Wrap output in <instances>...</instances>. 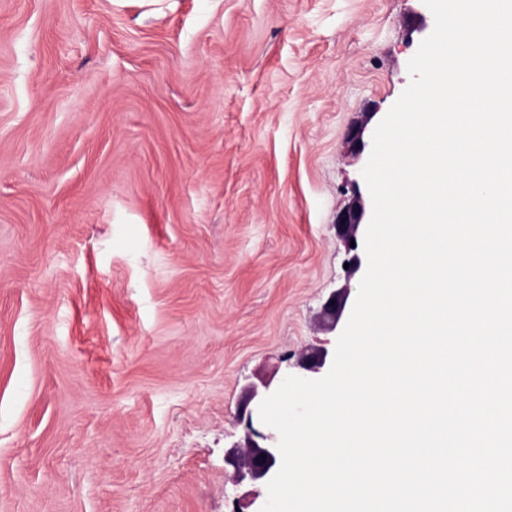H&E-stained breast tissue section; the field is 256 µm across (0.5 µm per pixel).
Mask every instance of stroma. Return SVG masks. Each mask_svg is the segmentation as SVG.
Returning a JSON list of instances; mask_svg holds the SVG:
<instances>
[{"instance_id":"35a3bbf8","label":"stroma","mask_w":512,"mask_h":512,"mask_svg":"<svg viewBox=\"0 0 512 512\" xmlns=\"http://www.w3.org/2000/svg\"><path fill=\"white\" fill-rule=\"evenodd\" d=\"M423 0H0V512H233L249 385L334 352L346 134Z\"/></svg>"}]
</instances>
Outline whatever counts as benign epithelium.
Masks as SVG:
<instances>
[{"label":"benign epithelium","mask_w":512,"mask_h":512,"mask_svg":"<svg viewBox=\"0 0 512 512\" xmlns=\"http://www.w3.org/2000/svg\"><path fill=\"white\" fill-rule=\"evenodd\" d=\"M367 201L358 183L352 185V199L347 207L336 214L334 224L346 243L358 240L362 226L366 225ZM326 365V354H305L295 363L297 376L312 379ZM269 396L268 391H259L253 385L248 389V397L238 412V422L243 425L244 443L227 450L225 463L234 468L233 479L237 484L247 483L253 486L239 503L249 507L260 496L256 486L270 481L277 471L281 460L278 450V434L262 423L259 406Z\"/></svg>","instance_id":"1"}]
</instances>
